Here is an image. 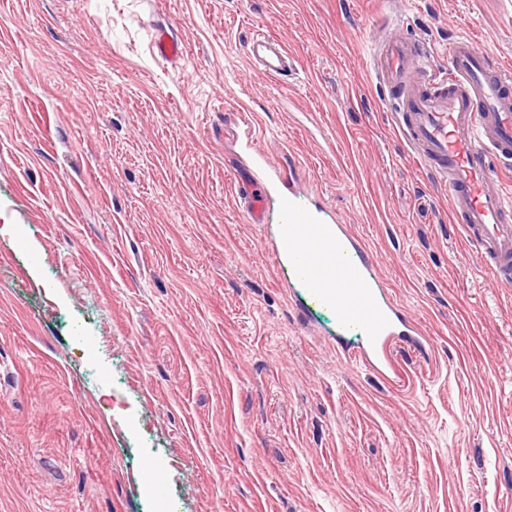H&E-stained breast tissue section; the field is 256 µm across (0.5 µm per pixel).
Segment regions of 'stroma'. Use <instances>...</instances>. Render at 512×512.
Wrapping results in <instances>:
<instances>
[{
    "label": "stroma",
    "instance_id": "obj_1",
    "mask_svg": "<svg viewBox=\"0 0 512 512\" xmlns=\"http://www.w3.org/2000/svg\"><path fill=\"white\" fill-rule=\"evenodd\" d=\"M380 31L512 68V0H0V512H512V286L380 103ZM242 182L372 251L429 340L404 386L279 275ZM152 47L160 57L169 61H179L184 57L182 41L165 28L156 30ZM244 47L251 63L271 79L290 75L295 70L285 45L273 36L255 32L245 41Z\"/></svg>",
    "mask_w": 512,
    "mask_h": 512
}]
</instances>
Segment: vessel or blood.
I'll return each instance as SVG.
<instances>
[{"instance_id":"vessel-or-blood-1","label":"vessel or blood","mask_w":512,"mask_h":512,"mask_svg":"<svg viewBox=\"0 0 512 512\" xmlns=\"http://www.w3.org/2000/svg\"><path fill=\"white\" fill-rule=\"evenodd\" d=\"M375 77L396 90L387 106L395 112L406 147L422 167L448 185L454 216L497 282L512 284V205L493 189L495 171L512 165V73L470 38L448 45V73L429 78L422 44L379 37ZM152 47L170 61L183 58L181 40L157 29ZM251 63L278 79L295 69L285 45L262 32L245 44ZM250 223L265 221L266 193L242 192ZM273 256L307 292L310 303L332 309L341 333L362 332L366 344L356 358L380 374L404 375L394 356L400 337L423 350L419 329L391 299L372 252L342 224H325L293 198H284L272 231Z\"/></svg>"}]
</instances>
